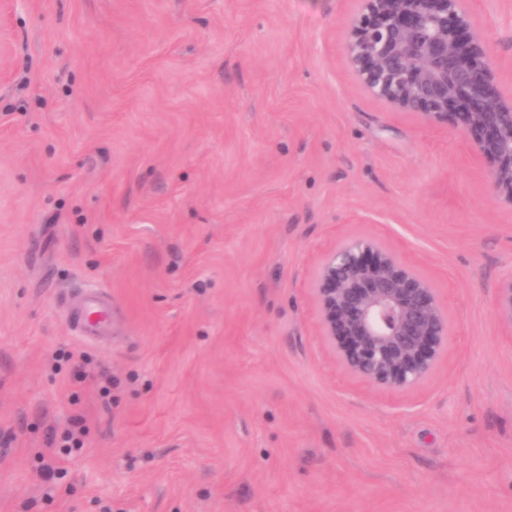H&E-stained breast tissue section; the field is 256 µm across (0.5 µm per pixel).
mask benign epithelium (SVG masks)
<instances>
[{
  "mask_svg": "<svg viewBox=\"0 0 512 512\" xmlns=\"http://www.w3.org/2000/svg\"><path fill=\"white\" fill-rule=\"evenodd\" d=\"M347 42L369 93L430 121L451 122L492 162V193L512 203V100L499 89L469 0H360ZM320 335L341 368L369 385L406 391L448 349V313L429 281L382 241H341L316 266ZM500 311L512 328V282Z\"/></svg>",
  "mask_w": 512,
  "mask_h": 512,
  "instance_id": "benign-epithelium-1",
  "label": "benign epithelium"
}]
</instances>
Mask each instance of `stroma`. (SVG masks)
Wrapping results in <instances>:
<instances>
[{"label":"stroma","mask_w":512,"mask_h":512,"mask_svg":"<svg viewBox=\"0 0 512 512\" xmlns=\"http://www.w3.org/2000/svg\"><path fill=\"white\" fill-rule=\"evenodd\" d=\"M359 8L0 0V512H512V204L455 127L363 87ZM471 10L512 94V0ZM356 236L448 312L410 390L320 335L314 270ZM99 289L92 343L66 304Z\"/></svg>","instance_id":"35a3bbf8"}]
</instances>
